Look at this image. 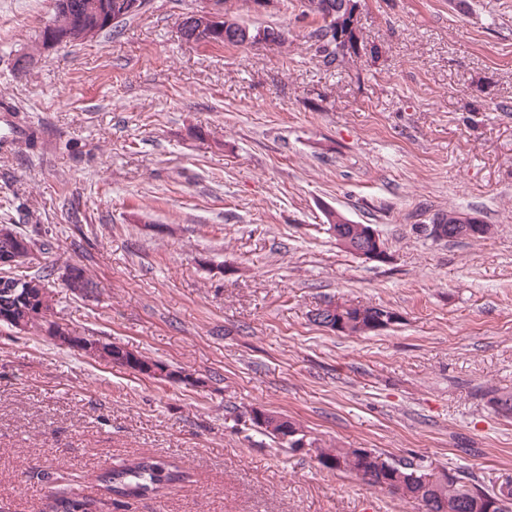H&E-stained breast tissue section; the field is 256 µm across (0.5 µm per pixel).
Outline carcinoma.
Segmentation results:
<instances>
[{
    "instance_id": "carcinoma-1",
    "label": "carcinoma",
    "mask_w": 512,
    "mask_h": 512,
    "mask_svg": "<svg viewBox=\"0 0 512 512\" xmlns=\"http://www.w3.org/2000/svg\"><path fill=\"white\" fill-rule=\"evenodd\" d=\"M317 27L312 37L318 43L324 62L341 64L347 59L358 58L361 51L349 49L336 42V20L315 14ZM264 34L268 43L284 44L288 41L285 31L266 26L250 28L236 19L224 16V45L256 46L255 37ZM5 228L11 237L0 235V251L13 247L15 237L23 238L30 247L36 243L18 230L15 224ZM49 275L38 271L23 279L0 276V325L19 330L24 328L46 336L57 335L60 319L53 318L54 295L49 289ZM494 396L501 404L499 414L512 419V393L492 390L486 396ZM288 417L277 413H265L264 421L255 424L256 430L270 438L281 448L289 447L284 441V429ZM318 463L328 470H338L361 478L368 486L414 503L418 512H512V482L507 480L498 488L488 490L475 477L458 474L448 477V471L415 468L419 464L412 460L394 459L383 453L371 451L367 457L356 448H317ZM99 482L114 496V501L126 505L131 500L157 493L175 483L185 480V475L176 466L160 458L140 456L105 470L98 476ZM54 512H97L96 502L87 497L55 498Z\"/></svg>"
}]
</instances>
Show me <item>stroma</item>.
I'll return each mask as SVG.
<instances>
[{"instance_id":"1","label":"stroma","mask_w":512,"mask_h":512,"mask_svg":"<svg viewBox=\"0 0 512 512\" xmlns=\"http://www.w3.org/2000/svg\"><path fill=\"white\" fill-rule=\"evenodd\" d=\"M205 0H147L91 43L38 50L55 0H0V224L47 241L59 316L202 381L153 378L0 326V512H416L279 448L259 408L321 448L512 478V0H361L365 54L326 64L299 0L223 7L287 45L192 42ZM34 54L18 70L17 59ZM372 225L379 263L325 234ZM462 211L488 238L437 242ZM83 267L93 294L58 272ZM386 306L363 336L312 322ZM149 455L185 483L119 507L102 470ZM440 215H444V216L450 215V216H453L456 218L449 220V223L447 222L446 224H439V222H442V218H440V219H438L437 223H435V224L425 225L424 229H425L426 235L436 241L446 239L447 234L449 233V228H450L449 224H453L452 225L453 231L456 229L458 230L457 224H464L465 226L462 229V231L469 238H476V239L486 238L491 233L490 225L484 224L478 217L469 216L468 217L469 224H465L464 221L462 220V218L469 214L457 212V211H449L448 213H444V212L436 213L435 216L432 218L431 223L434 222V220ZM458 239H468V238L461 235L459 232H455V233L448 235V238L446 240L453 241V240H458ZM342 315L348 317L351 320H356L359 314L358 324L365 331H370L373 333L381 332L394 324L398 323L399 315L393 310H387L385 312H379L386 310L388 308L383 306H364V305H352L343 303L342 305ZM363 309L366 313L371 311L372 313H368L367 315L363 313H359L360 310ZM377 314H375V313ZM379 312V313H378ZM366 316V322L364 323V319ZM54 512H97V506L93 499L87 497L61 495L55 498Z\"/></svg>"}]
</instances>
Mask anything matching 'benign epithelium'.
Returning <instances> with one entry per match:
<instances>
[{"label": "benign epithelium", "mask_w": 512, "mask_h": 512, "mask_svg": "<svg viewBox=\"0 0 512 512\" xmlns=\"http://www.w3.org/2000/svg\"><path fill=\"white\" fill-rule=\"evenodd\" d=\"M145 6L144 0H89L86 16L76 17L68 13L66 0H60L63 9L62 20L50 22L42 29L40 44L42 48L59 47L74 43H85L99 36L101 31L114 22L116 17H126L140 12ZM338 15L346 19L347 28L360 26V2L345 0L336 4ZM194 28V36L200 40H211L224 30V13L217 0H211L209 5L190 15ZM463 233L470 238H486L491 233V227L475 216L468 217V224ZM336 238V244L354 256L377 262L389 260L385 242L377 230L370 224H361L353 230L351 236H342L337 228L330 231ZM36 254L25 243L18 239L16 247L10 251L0 252V268H13L21 263H34ZM399 315L393 310L359 314L358 324L364 330L373 333L381 332L398 323Z\"/></svg>", "instance_id": "obj_1"}]
</instances>
